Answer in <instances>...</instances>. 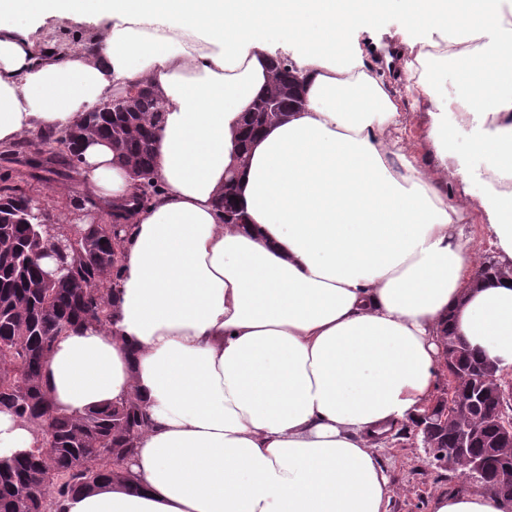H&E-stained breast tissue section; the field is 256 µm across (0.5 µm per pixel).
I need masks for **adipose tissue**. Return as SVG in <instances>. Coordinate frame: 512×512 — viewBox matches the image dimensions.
I'll return each instance as SVG.
<instances>
[{"mask_svg":"<svg viewBox=\"0 0 512 512\" xmlns=\"http://www.w3.org/2000/svg\"><path fill=\"white\" fill-rule=\"evenodd\" d=\"M395 10L437 173L388 139L400 102L355 37ZM33 18L103 32L46 59ZM284 55L303 104L244 138ZM138 84L164 191L133 204L111 142H85L83 182L129 226L122 280L44 380L68 414L138 388L151 425L123 483L63 512H389L377 447L436 397L443 336L512 367V284L476 281L464 242L479 205L512 267V0H0V146ZM431 512L505 505L462 480Z\"/></svg>","mask_w":512,"mask_h":512,"instance_id":"obj_1","label":"adipose tissue"}]
</instances>
